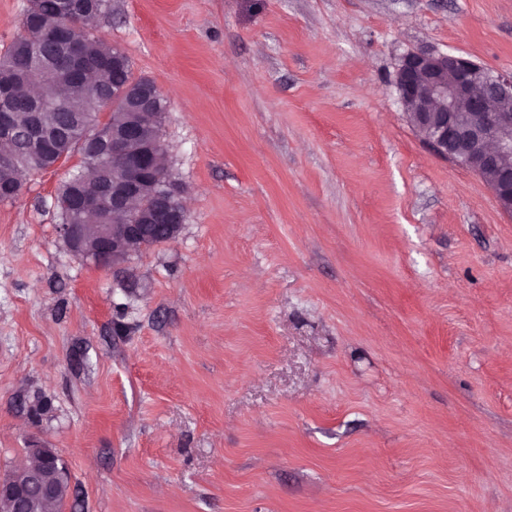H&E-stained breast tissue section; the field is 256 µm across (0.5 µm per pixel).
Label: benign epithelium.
I'll return each mask as SVG.
<instances>
[{
  "label": "benign epithelium",
  "instance_id": "benign-epithelium-1",
  "mask_svg": "<svg viewBox=\"0 0 512 512\" xmlns=\"http://www.w3.org/2000/svg\"><path fill=\"white\" fill-rule=\"evenodd\" d=\"M47 61L29 64L24 75L31 79L47 73L50 80L41 88L40 101H55V80L68 82L78 95L86 91V67L80 45L61 30L47 35ZM399 99L412 127L440 157L476 174L484 170L492 181L499 209L512 213V167L503 160L512 157V75L495 73L480 63L443 52L406 53L395 73ZM14 118L0 113V144L14 140ZM29 135L49 142L50 129L38 112L30 114ZM111 146L114 171L106 175L101 188L80 192L73 199L74 210L96 213L104 209L125 211L140 202L147 187L153 189V206L147 213L150 224H63L61 235L69 253L77 259L100 266L112 264L113 254L124 243L140 239L147 228L184 224L187 212L174 206L159 183L155 164L159 146L142 138L137 125L99 128L90 134ZM38 463L0 479V503L7 512H35L56 495L52 473H65L60 457L39 445L29 449Z\"/></svg>",
  "mask_w": 512,
  "mask_h": 512
}]
</instances>
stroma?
Returning a JSON list of instances; mask_svg holds the SVG:
<instances>
[{"label":"stroma","instance_id":"stroma-1","mask_svg":"<svg viewBox=\"0 0 512 512\" xmlns=\"http://www.w3.org/2000/svg\"><path fill=\"white\" fill-rule=\"evenodd\" d=\"M188 211L111 268L57 190L0 202V475L62 512H512V216L413 129L394 72L512 74V0H112ZM46 413L31 416L35 400ZM29 448V457L38 463L35 469H24L0 479V503L8 512L43 511V505L56 495L51 473L66 474L64 464L55 452L40 445Z\"/></svg>","mask_w":512,"mask_h":512}]
</instances>
